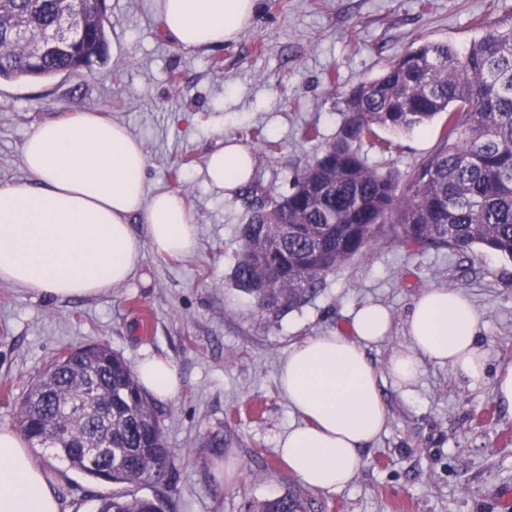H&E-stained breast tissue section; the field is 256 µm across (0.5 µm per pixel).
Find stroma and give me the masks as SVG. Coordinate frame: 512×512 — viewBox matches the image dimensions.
<instances>
[{
  "instance_id": "stroma-1",
  "label": "stroma",
  "mask_w": 512,
  "mask_h": 512,
  "mask_svg": "<svg viewBox=\"0 0 512 512\" xmlns=\"http://www.w3.org/2000/svg\"><path fill=\"white\" fill-rule=\"evenodd\" d=\"M106 13L105 66L0 80V185L29 181L21 146L32 127L63 111L96 112L141 141L149 189L185 198L198 248L168 258L144 249L125 283L88 299L0 283V426H15L18 400L58 351L104 344L130 364L157 356L178 372L179 395L156 402L177 470L171 512H255L290 491L312 497L315 512H512V409L497 403L491 385L512 369V259L479 248L409 252L384 238L329 273L304 303L262 309L232 279L247 207L205 173L207 154L234 137L254 154V181L287 192L335 138L352 88L423 42L468 47L480 35L478 18L511 25L512 0H262L244 34L211 49L168 40L156 0H106ZM442 126L438 119L396 135L392 155L367 144L361 153L402 176L435 150ZM309 127L319 138L305 137ZM432 287L458 290L480 315L489 380L482 389L462 387L433 362L408 387L387 374L393 349L408 343L415 298ZM367 304L392 317L389 336L367 351L388 421L350 483L317 491L277 453L279 437L299 421L277 368L290 345L346 329ZM217 435L223 447H212ZM35 454L59 477L61 512H94L99 498L121 490L50 450ZM229 461L237 466L232 481L218 480L216 467Z\"/></svg>"
}]
</instances>
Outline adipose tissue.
Returning a JSON list of instances; mask_svg holds the SVG:
<instances>
[{
  "label": "adipose tissue",
  "mask_w": 512,
  "mask_h": 512,
  "mask_svg": "<svg viewBox=\"0 0 512 512\" xmlns=\"http://www.w3.org/2000/svg\"><path fill=\"white\" fill-rule=\"evenodd\" d=\"M258 7L259 0H158L157 18L175 44L210 49L236 40ZM21 159L30 182L0 185V282L52 298H90L126 282L144 248L160 258L196 251L187 202L173 191L148 192L145 152L125 126L95 112L65 113L32 128ZM205 170L231 194L251 180L254 156L228 137L207 155ZM134 215L143 218V234L129 224ZM389 329L388 311L368 305L348 332L305 337L281 359L278 383L302 422L277 448L306 486L327 491L349 483L383 432L388 412L366 349ZM407 332L409 346L394 350L387 364L394 382H414L428 360L448 366L468 389L484 386L481 320L459 292L425 289ZM136 374L155 397L180 391L169 360L143 359ZM55 480L15 430L0 428V512H60Z\"/></svg>",
  "instance_id": "obj_1"
}]
</instances>
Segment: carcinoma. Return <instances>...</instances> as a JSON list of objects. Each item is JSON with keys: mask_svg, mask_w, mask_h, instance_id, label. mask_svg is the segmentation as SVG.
<instances>
[{"mask_svg": "<svg viewBox=\"0 0 512 512\" xmlns=\"http://www.w3.org/2000/svg\"><path fill=\"white\" fill-rule=\"evenodd\" d=\"M105 0H0V79L40 80L108 62ZM466 50L423 42L344 101L336 139L286 195L255 185L239 227L235 284L268 306L301 302L326 275L391 233L409 251H467L512 259V27L481 22ZM445 116L439 145L404 179L369 166L361 145L376 130L410 133ZM31 445L62 430L57 453L99 481L148 486L115 493L96 512H168L175 464L155 403L127 360L104 345L60 352L18 404ZM109 447L102 465L84 447ZM288 492L259 512H311Z\"/></svg>", "mask_w": 512, "mask_h": 512, "instance_id": "obj_1", "label": "carcinoma"}]
</instances>
